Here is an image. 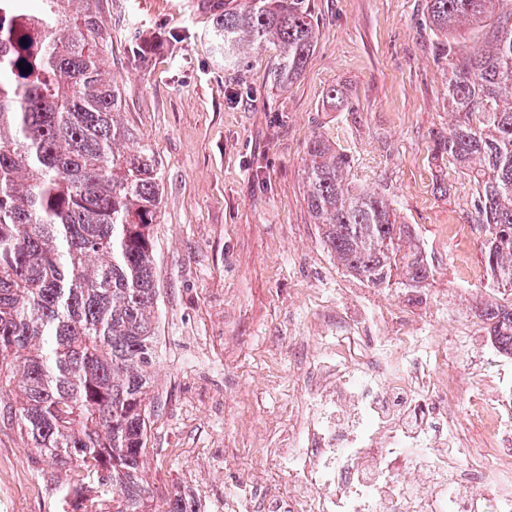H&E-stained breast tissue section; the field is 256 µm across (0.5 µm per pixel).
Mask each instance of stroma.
Returning <instances> with one entry per match:
<instances>
[{
	"label": "stroma",
	"mask_w": 512,
	"mask_h": 512,
	"mask_svg": "<svg viewBox=\"0 0 512 512\" xmlns=\"http://www.w3.org/2000/svg\"><path fill=\"white\" fill-rule=\"evenodd\" d=\"M112 27L104 68L124 119L161 173L154 230L159 297L158 397L150 411L144 476L151 512L178 493L196 512H226L251 480L253 497L283 498L295 476L269 454L300 406L317 338V298L377 325L345 347L399 349L405 325L424 343L449 336V373L470 374L460 404L464 436L499 367L474 316L496 289L486 275L467 177L434 159L447 131L445 37L427 0H302L317 32L304 69L285 89L271 51L232 67L213 40V0H103ZM337 88L347 102L326 101ZM323 136L351 159L356 187L391 201L434 277L423 301L350 276L325 246L304 201L306 144ZM62 471L0 424V512H63Z\"/></svg>",
	"instance_id": "1"
}]
</instances>
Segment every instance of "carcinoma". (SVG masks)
I'll list each match as a JSON object with an SVG mask.
<instances>
[{"label":"carcinoma","instance_id":"obj_1","mask_svg":"<svg viewBox=\"0 0 512 512\" xmlns=\"http://www.w3.org/2000/svg\"><path fill=\"white\" fill-rule=\"evenodd\" d=\"M102 0H0V420L65 469L72 512H147L143 476L154 392V229L160 168L123 119L105 76ZM448 37L484 47L448 72L454 122L435 142L472 184L485 267L512 296V0H428ZM224 64L246 47L276 52L285 88L317 36L300 0H243L217 15ZM307 209L336 262L368 286L427 288L433 276L389 200L348 182L349 156L316 137ZM476 317L512 356V301Z\"/></svg>","mask_w":512,"mask_h":512}]
</instances>
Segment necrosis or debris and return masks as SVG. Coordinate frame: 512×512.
<instances>
[{
    "label": "necrosis or debris",
    "instance_id": "necrosis-or-debris-1",
    "mask_svg": "<svg viewBox=\"0 0 512 512\" xmlns=\"http://www.w3.org/2000/svg\"><path fill=\"white\" fill-rule=\"evenodd\" d=\"M321 347L314 369L332 383L302 402L298 428L272 460L298 482L264 512H512L511 362L481 410L488 445L479 448L457 431V404L473 382L434 373L439 350L424 360L403 352L397 373L383 352Z\"/></svg>",
    "mask_w": 512,
    "mask_h": 512
}]
</instances>
